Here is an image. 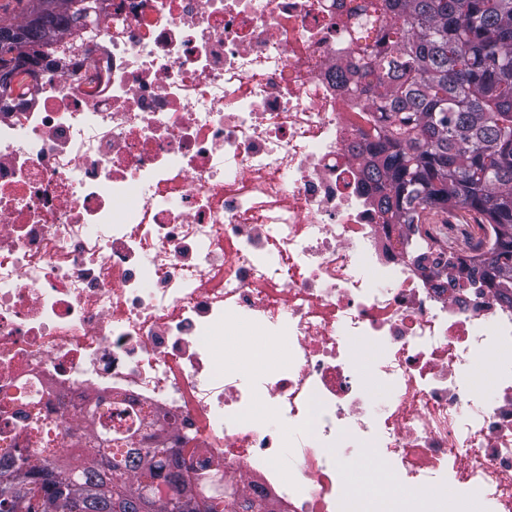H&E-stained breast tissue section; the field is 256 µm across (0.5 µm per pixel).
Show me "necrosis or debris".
<instances>
[{
    "label": "necrosis or debris",
    "instance_id": "4bbe7bcc",
    "mask_svg": "<svg viewBox=\"0 0 512 512\" xmlns=\"http://www.w3.org/2000/svg\"><path fill=\"white\" fill-rule=\"evenodd\" d=\"M359 3L99 0L43 47L0 113V453L83 447L94 401L109 439L190 436L218 500L403 512L363 498L387 469L418 512H512V308L450 284L492 231L383 223L334 77ZM240 323L283 344L253 382L202 345Z\"/></svg>",
    "mask_w": 512,
    "mask_h": 512
}]
</instances>
